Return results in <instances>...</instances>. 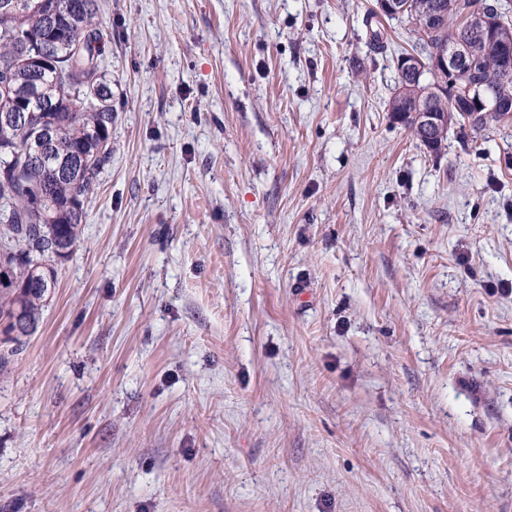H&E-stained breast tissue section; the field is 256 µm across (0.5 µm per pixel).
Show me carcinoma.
<instances>
[{
    "label": "carcinoma",
    "instance_id": "carcinoma-1",
    "mask_svg": "<svg viewBox=\"0 0 512 512\" xmlns=\"http://www.w3.org/2000/svg\"><path fill=\"white\" fill-rule=\"evenodd\" d=\"M409 9L398 20L416 34L413 52L429 58L432 46L454 35L468 38L469 62L461 83L485 82L499 100L512 102V70L498 64V47L466 24L475 3L491 13L489 0H406ZM98 0H0V114L16 112L34 101L48 100L46 112L29 120H0V151L13 165L0 181V325L22 312L37 330L49 284L57 269L36 267L34 260H53L52 246L73 248L80 238L85 203L97 177L112 159V89L100 70L103 32L96 21ZM442 15L429 24L426 16ZM94 94L87 95L89 84ZM390 112L414 129L413 103L394 96ZM53 131L42 143L44 160L33 162L25 151L40 127Z\"/></svg>",
    "mask_w": 512,
    "mask_h": 512
}]
</instances>
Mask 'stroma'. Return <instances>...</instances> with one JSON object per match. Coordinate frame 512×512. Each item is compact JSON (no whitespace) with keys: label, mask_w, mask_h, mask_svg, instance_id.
Instances as JSON below:
<instances>
[{"label":"stroma","mask_w":512,"mask_h":512,"mask_svg":"<svg viewBox=\"0 0 512 512\" xmlns=\"http://www.w3.org/2000/svg\"><path fill=\"white\" fill-rule=\"evenodd\" d=\"M98 4L112 161L0 512H512V125L394 121L376 0Z\"/></svg>","instance_id":"obj_1"}]
</instances>
